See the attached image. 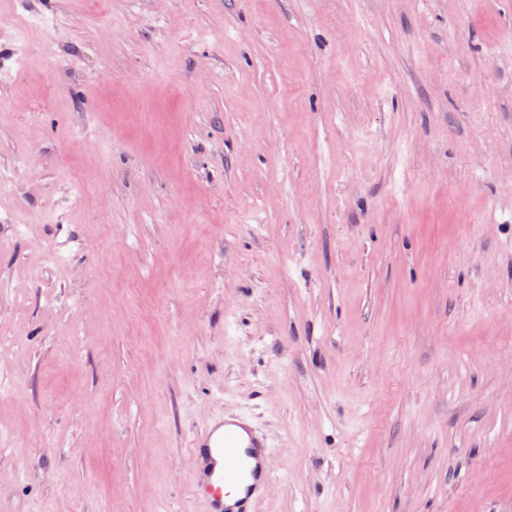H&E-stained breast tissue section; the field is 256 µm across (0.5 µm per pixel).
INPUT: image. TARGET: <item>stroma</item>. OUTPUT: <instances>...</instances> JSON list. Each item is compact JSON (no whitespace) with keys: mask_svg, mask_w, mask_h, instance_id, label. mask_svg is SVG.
Instances as JSON below:
<instances>
[{"mask_svg":"<svg viewBox=\"0 0 512 512\" xmlns=\"http://www.w3.org/2000/svg\"><path fill=\"white\" fill-rule=\"evenodd\" d=\"M0 46V512H194L220 410L260 512H512V0H0ZM271 443L242 414L213 413L189 441L197 512H259L274 476Z\"/></svg>","mask_w":512,"mask_h":512,"instance_id":"35a3bbf8","label":"stroma"}]
</instances>
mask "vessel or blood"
<instances>
[{"label":"vessel or blood","mask_w":512,"mask_h":512,"mask_svg":"<svg viewBox=\"0 0 512 512\" xmlns=\"http://www.w3.org/2000/svg\"><path fill=\"white\" fill-rule=\"evenodd\" d=\"M197 512H259L274 476L271 443L244 415L217 412L189 441Z\"/></svg>","instance_id":"1"}]
</instances>
